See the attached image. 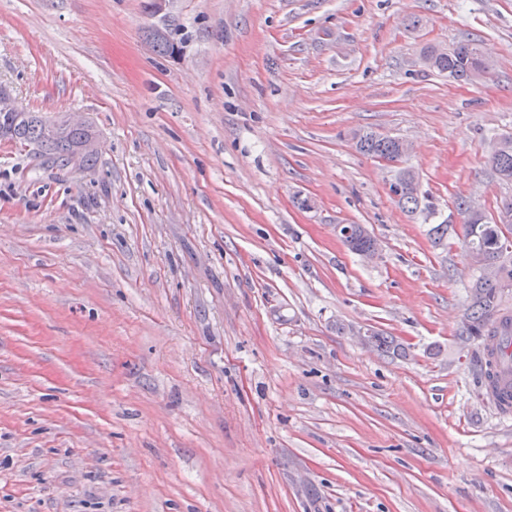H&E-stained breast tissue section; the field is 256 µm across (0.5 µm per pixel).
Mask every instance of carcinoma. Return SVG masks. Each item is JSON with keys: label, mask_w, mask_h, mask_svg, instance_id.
<instances>
[{"label": "carcinoma", "mask_w": 512, "mask_h": 512, "mask_svg": "<svg viewBox=\"0 0 512 512\" xmlns=\"http://www.w3.org/2000/svg\"><path fill=\"white\" fill-rule=\"evenodd\" d=\"M428 67L457 81L469 80L472 71L486 63L478 44L473 40L457 43L446 53H435L429 49L425 55ZM90 137L84 127L72 129L68 135L55 142L42 138V117L33 114L11 128L7 140L24 146L40 149L42 154L54 161L65 162L67 157ZM358 152L385 161H403L400 140L381 136L371 130L361 129L352 133ZM492 172L499 180L512 182V136L497 139V147L488 157ZM398 201L404 207L416 211L419 208L418 182L415 173L403 168L399 177ZM456 209L464 215L463 244L477 275L469 285V304L463 321L462 335L467 338L485 339L496 333V325H512V308L503 300L505 290L512 288V252L504 248L511 245L512 202L503 205L498 218L490 219L484 211L474 210L470 201L459 197ZM352 233L341 237L346 248L362 255L377 245L376 240L363 224L350 225Z\"/></svg>", "instance_id": "carcinoma-1"}]
</instances>
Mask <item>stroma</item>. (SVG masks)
Segmentation results:
<instances>
[{"mask_svg": "<svg viewBox=\"0 0 512 512\" xmlns=\"http://www.w3.org/2000/svg\"><path fill=\"white\" fill-rule=\"evenodd\" d=\"M464 39L488 79L423 62ZM0 85L95 130L0 139V512H512L455 208L512 201V0H0ZM16 112H11L16 116V120L25 117V113H33L25 111L24 109H16ZM84 121H76L72 117H64L61 121H51L44 129L45 137L50 140L62 138L66 135L68 128L77 127L72 129L68 135L60 141L47 142L42 138V117L33 113L27 120L11 126V132L5 140L18 143L24 146H36L40 149L42 154L54 161H60L65 165L67 157L76 150L83 143L88 141L90 137L89 130L83 126ZM352 140L358 152L368 155L377 159L385 161H403L410 153V148L407 142L402 140L400 150V141L398 138L381 136L372 130L360 129L352 133ZM496 141L498 145L491 150L488 163L499 180L512 182V136L504 135ZM400 192H395L398 196V201L404 207L411 209V212H416L419 208V189L415 173L409 168H403L400 171L399 177ZM409 205H412L411 207ZM348 225L352 229V233L349 236H342L341 240L350 252L362 256L363 253L370 251L372 247L377 245L376 240L365 225Z\"/></svg>", "mask_w": 512, "mask_h": 512, "instance_id": "35a3bbf8", "label": "stroma"}]
</instances>
